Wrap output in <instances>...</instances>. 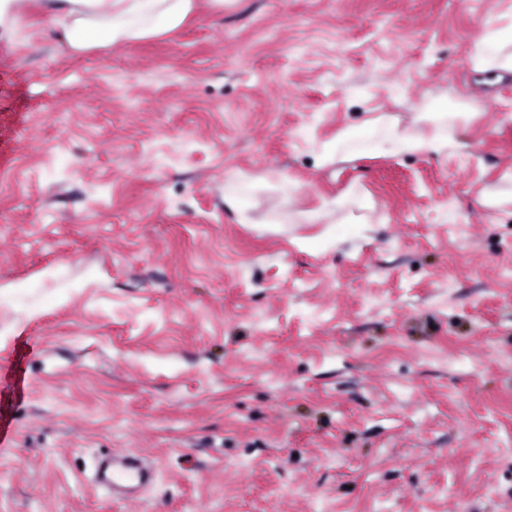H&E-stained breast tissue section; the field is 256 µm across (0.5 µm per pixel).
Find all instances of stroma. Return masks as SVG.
Returning a JSON list of instances; mask_svg holds the SVG:
<instances>
[{"label":"stroma","instance_id":"stroma-1","mask_svg":"<svg viewBox=\"0 0 512 512\" xmlns=\"http://www.w3.org/2000/svg\"><path fill=\"white\" fill-rule=\"evenodd\" d=\"M507 6L197 0L76 55L37 12L0 34V512H512V72L479 45ZM430 94L467 105L447 154H317ZM112 449L159 470L136 501L91 482ZM358 129L349 128L336 136V140L324 143L318 147V155L324 161H329L336 156L341 157L342 152L354 141ZM246 188V181L240 173L230 174L225 180L224 205L231 210H237ZM360 198V192L357 186H351L343 195L336 196L329 200H324L319 213L311 215L312 220H317L322 216H331L343 212L351 205L355 204Z\"/></svg>","mask_w":512,"mask_h":512}]
</instances>
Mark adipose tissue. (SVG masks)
I'll return each mask as SVG.
<instances>
[{"label":"adipose tissue","mask_w":512,"mask_h":512,"mask_svg":"<svg viewBox=\"0 0 512 512\" xmlns=\"http://www.w3.org/2000/svg\"><path fill=\"white\" fill-rule=\"evenodd\" d=\"M40 7L68 48L82 53L97 46L126 45L179 29L194 13L196 0H0V32L21 37L33 7ZM512 44V9L499 15L497 26L483 36L481 53L487 70H512L502 52ZM419 128L383 127L380 150L393 154L440 155L452 145L453 123L444 112L418 114Z\"/></svg>","instance_id":"adipose-tissue-1"}]
</instances>
